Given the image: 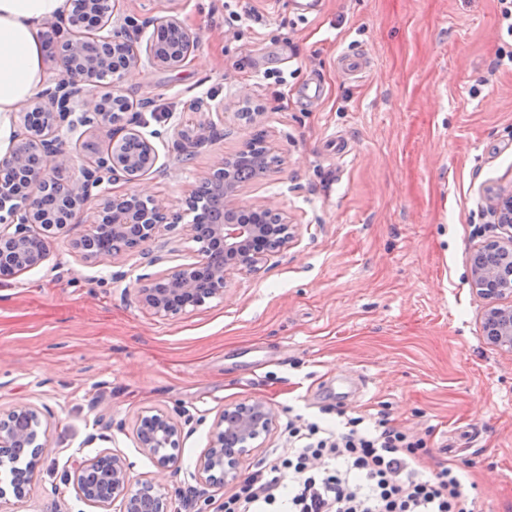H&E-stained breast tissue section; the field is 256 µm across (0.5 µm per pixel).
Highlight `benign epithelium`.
Returning <instances> with one entry per match:
<instances>
[{
	"label": "benign epithelium",
	"mask_w": 512,
	"mask_h": 512,
	"mask_svg": "<svg viewBox=\"0 0 512 512\" xmlns=\"http://www.w3.org/2000/svg\"><path fill=\"white\" fill-rule=\"evenodd\" d=\"M119 0H73V11L83 15V22L101 32L94 51L86 50L80 41L66 40V48L58 53L62 75L55 85L26 101L19 112L25 132L16 136L6 154L0 157V170L21 173L30 184L43 183L49 173L67 170L72 154L56 136L66 126H89L107 132L110 147L95 154L81 167L80 175L67 186L72 209L95 205L97 214H112L107 226L111 240L100 247L81 251L85 258L115 259L127 253L123 237L129 228L143 223L136 203L151 207L163 220L179 222L182 215L194 214L200 204L199 190L185 199L183 214L166 217L162 201L145 192L111 194L109 185L121 177L138 181L157 164L158 154L153 142L139 130L141 115L125 99L113 104L121 111L109 112L103 107L104 97L88 94V87L100 84L108 76L118 79L138 66L144 52L161 67H179L195 53L198 37L177 18L162 17L144 21L152 29L145 50L129 36L112 31V15ZM172 31L181 43L180 53L171 58L158 52L160 31ZM48 115L44 127L28 123L29 113ZM119 140L135 141V155H119L114 146ZM246 150L217 156L210 174L199 181L200 190L207 188L211 173L222 170L224 185L214 190L217 207L224 214L251 212L259 217L257 224L209 225L202 239L201 259L171 273L143 275L148 284L138 289L139 302L155 315L183 313L189 306L197 307L205 300L223 294L235 274L255 272L272 251L284 249L295 239L296 225L280 208L269 201L244 203L240 199L241 184L232 179ZM485 208L495 233L485 238L473 251L470 283L477 296L487 300L483 312V339L497 349L512 352V273L503 268L512 265V190H491L485 195ZM61 228L49 224L40 200L29 194L13 191L0 183V243H9L13 250L0 258L11 262L19 272L41 266L48 257V234ZM13 423H0V448H16L10 458L14 479L11 487L18 499L26 497L40 463L42 444L38 443L42 421L37 408L21 404L13 409ZM274 409L262 400L243 401L224 408L214 419L209 431V445L196 463L194 479L206 486L233 485L240 477L243 457L250 454L253 443L270 431L275 421ZM155 430L137 436L139 447L152 457L159 470L169 469L177 462L175 451L183 432L181 421L167 413L154 414ZM77 497L84 503L109 512L115 500L121 512H172V499L154 480H135L130 464L118 454L101 452L80 462L67 475Z\"/></svg>",
	"instance_id": "benign-epithelium-1"
}]
</instances>
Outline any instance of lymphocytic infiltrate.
<instances>
[{"mask_svg":"<svg viewBox=\"0 0 512 512\" xmlns=\"http://www.w3.org/2000/svg\"><path fill=\"white\" fill-rule=\"evenodd\" d=\"M291 447L257 467L221 512H476L455 465L420 466L423 439L394 425L337 414L335 422L289 420Z\"/></svg>","mask_w":512,"mask_h":512,"instance_id":"1","label":"lymphocytic infiltrate"}]
</instances>
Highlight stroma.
I'll return each mask as SVG.
<instances>
[{
    "label": "stroma",
    "mask_w": 512,
    "mask_h": 512,
    "mask_svg": "<svg viewBox=\"0 0 512 512\" xmlns=\"http://www.w3.org/2000/svg\"><path fill=\"white\" fill-rule=\"evenodd\" d=\"M299 3L122 0L118 18L173 15L200 41L181 68L145 60L95 87L133 103L159 153L153 172L113 192L144 189L182 210L214 155L261 131L283 162L242 198L278 203L297 236L174 317L136 303L139 252L86 260L75 249L90 209L50 239L43 265L0 279V417L28 403L45 430L31 490L0 499V512H96L64 474L101 451L157 479L178 512H216L234 486L201 494L192 473L215 417L253 399L276 421L242 474L287 455L289 413L375 409L423 438L425 461L465 470L479 512H512V353L482 338L469 264L488 229L486 188L512 187V67L496 63L512 37L499 0H318L313 13ZM350 43L367 58L359 76L339 66ZM242 89L264 109L262 127L235 117ZM199 98L210 111L192 112ZM196 121L214 132L178 150ZM145 250L163 271L197 261L200 245L184 221ZM157 411L186 421L165 472L136 437L138 417Z\"/></svg>",
    "instance_id": "1"
}]
</instances>
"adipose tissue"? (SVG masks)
<instances>
[{"instance_id":"adipose-tissue-1","label":"adipose tissue","mask_w":512,"mask_h":512,"mask_svg":"<svg viewBox=\"0 0 512 512\" xmlns=\"http://www.w3.org/2000/svg\"><path fill=\"white\" fill-rule=\"evenodd\" d=\"M68 8L67 0H0V147L10 143L20 105L46 82L43 27Z\"/></svg>"}]
</instances>
